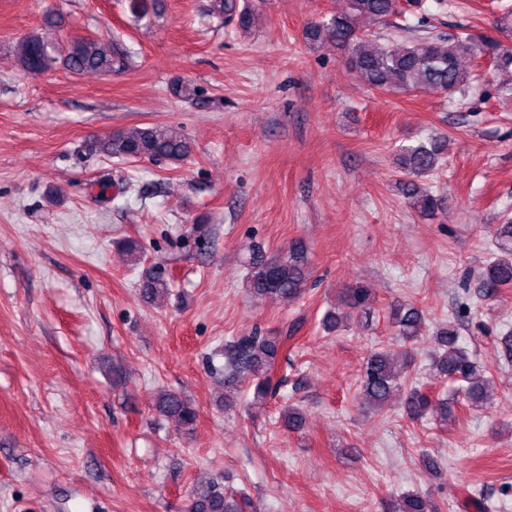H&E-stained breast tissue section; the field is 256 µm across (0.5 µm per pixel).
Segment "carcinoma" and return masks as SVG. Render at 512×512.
Instances as JSON below:
<instances>
[{"label": "carcinoma", "mask_w": 512, "mask_h": 512, "mask_svg": "<svg viewBox=\"0 0 512 512\" xmlns=\"http://www.w3.org/2000/svg\"><path fill=\"white\" fill-rule=\"evenodd\" d=\"M411 10L426 12L424 0H348V9L327 21H315L306 27L304 36L312 45H330L344 55L350 72L371 88L417 90L428 88L452 94L470 78L463 62L488 57L495 68H512V42L505 43L486 35L466 36L432 34L421 42H376L360 28L365 18L382 22L389 17ZM63 64L73 73L87 71L107 72L124 64V57L115 48L96 38H84L64 44L54 43L37 33L22 38L16 49L17 69L25 75L39 76ZM173 95L187 99L197 108L207 111L220 103L184 80L171 84ZM446 148L443 139L433 137L426 144L404 146L399 150L398 166L403 174L399 180L402 194L410 206L422 216L433 214L439 199L419 186L416 178L435 171ZM96 150L108 157L141 160L164 159L173 164L184 161L189 147L184 136L170 128L155 126L121 130L100 138ZM495 241L502 256L487 263L477 273L483 298L497 296L500 288L512 284V224L496 228ZM246 288L255 296L278 297L284 300L299 296L308 279L303 252L294 247L287 256H268L259 249H251L245 258ZM140 294L153 301L169 293L164 277L154 273L139 282ZM368 300L367 290L352 287L345 290L343 316L331 315L328 322L338 324L340 318L362 319ZM389 319L396 336L405 343H416L425 331L423 310L412 301H395L389 305ZM290 336H269L256 330L240 336L224 352V370L228 377L250 374L253 377V402H263L276 393L271 372L275 359L288 351ZM436 350L432 367L438 374L459 383L457 400L474 409L487 403L485 373L487 366L473 359L457 343L455 330L442 329L435 338ZM401 374L393 367L386 352H375L368 357L360 373L363 404L378 409L387 404L400 385ZM158 411L172 420L177 430L189 434L194 429L197 414L190 403L176 392H164L157 403ZM447 420L451 417L448 403H433L423 386L412 388L406 400L405 412L412 421L428 412ZM286 429L298 432L305 420L295 408L282 409ZM246 498H237L224 492V483L209 479L195 485L185 512H245ZM428 499L418 494L404 498L402 512H430Z\"/></svg>", "instance_id": "1"}]
</instances>
